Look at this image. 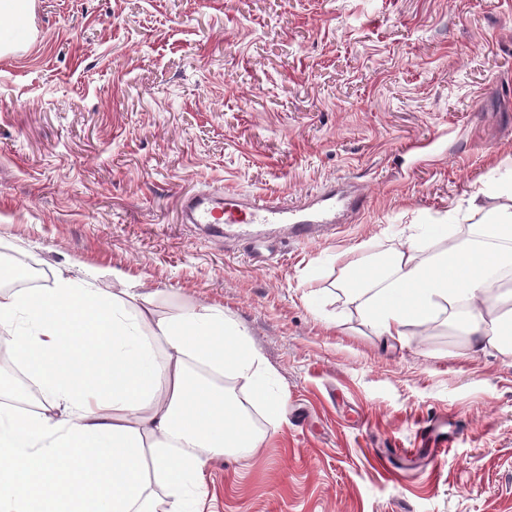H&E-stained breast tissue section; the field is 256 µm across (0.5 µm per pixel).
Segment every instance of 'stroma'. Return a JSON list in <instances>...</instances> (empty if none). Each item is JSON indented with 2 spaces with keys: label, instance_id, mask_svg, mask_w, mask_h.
<instances>
[{
  "label": "stroma",
  "instance_id": "1",
  "mask_svg": "<svg viewBox=\"0 0 512 512\" xmlns=\"http://www.w3.org/2000/svg\"><path fill=\"white\" fill-rule=\"evenodd\" d=\"M0 54V248L164 313L222 307L287 397L204 512H512V358L374 336L338 295L512 176V0H33ZM364 209L301 242L181 221L200 190ZM278 252L251 256L252 240ZM442 423L447 448L380 465Z\"/></svg>",
  "mask_w": 512,
  "mask_h": 512
}]
</instances>
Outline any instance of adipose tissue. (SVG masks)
Masks as SVG:
<instances>
[{
	"instance_id": "1",
	"label": "adipose tissue",
	"mask_w": 512,
	"mask_h": 512,
	"mask_svg": "<svg viewBox=\"0 0 512 512\" xmlns=\"http://www.w3.org/2000/svg\"><path fill=\"white\" fill-rule=\"evenodd\" d=\"M475 223L411 234L384 265L353 261L338 285L376 335L444 322L468 350L512 357V183ZM0 330L39 386L38 411L0 402V512H202L204 469L259 447L249 408L286 409L247 330L218 306L165 316L151 296L58 277L0 289ZM164 358H157V348ZM245 380L247 402L223 376Z\"/></svg>"
}]
</instances>
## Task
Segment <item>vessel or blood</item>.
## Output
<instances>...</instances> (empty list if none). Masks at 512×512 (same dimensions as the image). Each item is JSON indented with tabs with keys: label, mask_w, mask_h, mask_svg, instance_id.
Returning a JSON list of instances; mask_svg holds the SVG:
<instances>
[{
	"label": "vessel or blood",
	"mask_w": 512,
	"mask_h": 512,
	"mask_svg": "<svg viewBox=\"0 0 512 512\" xmlns=\"http://www.w3.org/2000/svg\"><path fill=\"white\" fill-rule=\"evenodd\" d=\"M339 204L332 187L322 188L314 208L284 199L212 190L184 196L180 209L186 224H286L295 239L305 241L314 238L322 226L335 223Z\"/></svg>",
	"instance_id": "b4317fda"
}]
</instances>
